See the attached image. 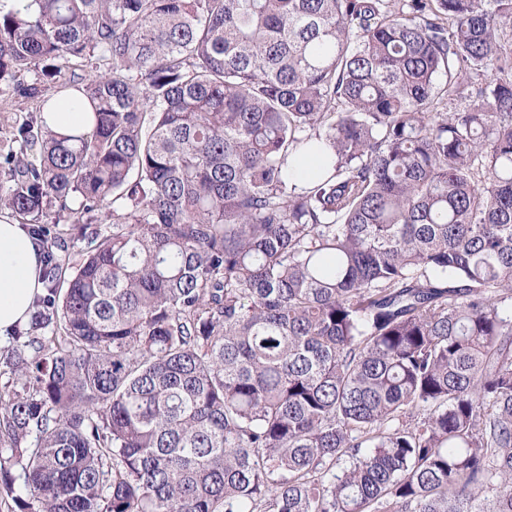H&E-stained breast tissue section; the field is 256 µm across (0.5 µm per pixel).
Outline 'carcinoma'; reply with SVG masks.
<instances>
[{
  "label": "carcinoma",
  "mask_w": 512,
  "mask_h": 512,
  "mask_svg": "<svg viewBox=\"0 0 512 512\" xmlns=\"http://www.w3.org/2000/svg\"><path fill=\"white\" fill-rule=\"evenodd\" d=\"M0 109L18 512H512V0H0ZM50 125L57 128L58 132L68 133L71 128L79 127L83 132H89L92 123L88 112H53ZM41 253L22 224L0 215V339L27 323L32 302L43 291Z\"/></svg>",
  "instance_id": "obj_1"
}]
</instances>
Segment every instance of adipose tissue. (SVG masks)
<instances>
[{"label":"adipose tissue","mask_w":512,"mask_h":512,"mask_svg":"<svg viewBox=\"0 0 512 512\" xmlns=\"http://www.w3.org/2000/svg\"><path fill=\"white\" fill-rule=\"evenodd\" d=\"M42 247L9 215H0V337L25 325L42 293Z\"/></svg>","instance_id":"ef3b65f1"}]
</instances>
